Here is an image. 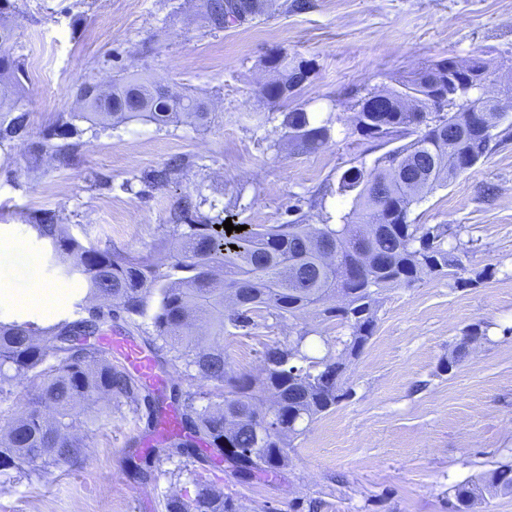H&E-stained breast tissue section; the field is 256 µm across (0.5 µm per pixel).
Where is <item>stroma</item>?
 Wrapping results in <instances>:
<instances>
[{
  "mask_svg": "<svg viewBox=\"0 0 512 512\" xmlns=\"http://www.w3.org/2000/svg\"><path fill=\"white\" fill-rule=\"evenodd\" d=\"M10 18L14 56L29 74V133L0 145V322L46 326L81 315L86 283L69 275L28 220L56 215L84 246L170 261L169 220L181 196L202 193L235 224L286 223L297 203L304 221L325 224L347 206L342 173L371 167L386 145L354 130L358 92L449 57L481 56L491 68L512 67V0H273L253 23L221 32L201 28L200 0H17ZM310 68L288 99L262 90L275 74L272 58ZM140 74L176 95L205 100L216 118L200 130L188 123L157 129L132 121L80 140L60 165L62 138L52 126L82 112L81 85ZM302 108L331 119V137L299 151L282 124ZM181 155L188 167L175 183L148 188L143 171ZM414 223L447 225L459 266L384 293L375 333L351 366L350 398L319 418L288 451L281 476L244 483L200 445L195 456L149 462L133 470L156 415L126 402L91 413L80 466L16 477L0 473V512H165L173 494L211 484L241 512H451L453 488L512 464V116L495 132L485 157L416 205ZM51 288V307L25 303ZM480 325L452 374L440 365ZM307 328L341 336L337 323L308 316L258 326L225 338L232 366L257 371L265 344Z\"/></svg>",
  "mask_w": 512,
  "mask_h": 512,
  "instance_id": "obj_1",
  "label": "stroma"
}]
</instances>
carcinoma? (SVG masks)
<instances>
[{"instance_id":"cac0c4a2","label":"carcinoma","mask_w":512,"mask_h":512,"mask_svg":"<svg viewBox=\"0 0 512 512\" xmlns=\"http://www.w3.org/2000/svg\"><path fill=\"white\" fill-rule=\"evenodd\" d=\"M255 0H202L203 27L220 32L244 25L263 11ZM12 29L0 25V145L25 139L30 111L24 95V64L11 52ZM452 59L428 64L395 80L385 89L393 98L389 112H368L367 96L357 100L361 111L355 129L366 139L403 144L375 159L365 169L352 167L340 180V194L351 196L350 207L338 224H305L297 218L286 224H255L227 233L223 222L196 220L207 199L182 198L171 214L174 224L172 263L117 252H100L70 236L64 225L47 212L29 215L41 239L49 241L66 264V272L79 274L94 313L39 327L28 322H0V396L17 379L30 381L17 418L0 425V471L26 474L81 462L88 447L79 433L89 429L91 404L126 398L140 404L142 385L124 366L102 355L97 342L102 325L119 314L135 324L150 321L144 344L164 350V364L180 374L199 378L207 389L183 394V430L172 437L165 455L191 456L195 446L237 448L251 454L256 476H278L288 461V448L314 421L349 397L338 369L357 358L374 334L380 295L408 286L427 276L446 277L458 265L456 248L448 246V227H427L409 220L413 206L448 184V170L471 157L483 158L488 146L479 136L483 123L495 119L497 108L486 112H456L449 106L442 129L411 128L413 113L407 101L430 109L426 82H445ZM305 66L284 67L268 84L264 95L281 99L293 94L304 78ZM152 83L126 77L106 90L97 84L79 89L84 111L77 118L90 129L116 127L133 119L166 128L186 117L199 128L214 121L204 100L176 98L161 105L151 93ZM330 120L313 122L295 109L283 113L282 125L301 151L316 150L329 139ZM184 168L172 158L158 169L146 171L141 182L149 188L168 186ZM385 188L380 200L373 185ZM220 228H215V225ZM237 249H232V246ZM336 251V260L320 263L319 248ZM236 285L238 313L225 308V290ZM348 302L333 304L336 290ZM314 314L337 321L346 336L325 338V353L314 355L306 340L276 339L265 345L262 369L252 375L232 368L224 353V337L234 336L273 318H299ZM208 326L204 341L195 327ZM480 333L474 326L441 364L452 372L469 355V342ZM512 495V466L501 465L455 488L457 512H471L487 489ZM166 512H239L236 500L215 488L196 483L194 494L167 499Z\"/></svg>"}]
</instances>
